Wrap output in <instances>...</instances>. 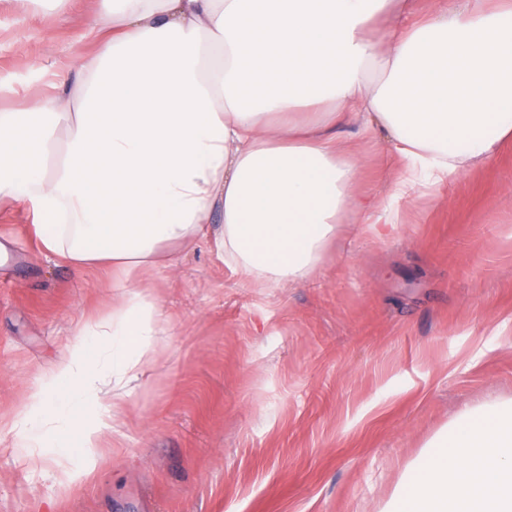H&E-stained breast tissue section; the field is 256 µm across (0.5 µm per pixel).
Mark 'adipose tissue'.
Here are the masks:
<instances>
[{
    "label": "adipose tissue",
    "mask_w": 512,
    "mask_h": 512,
    "mask_svg": "<svg viewBox=\"0 0 512 512\" xmlns=\"http://www.w3.org/2000/svg\"><path fill=\"white\" fill-rule=\"evenodd\" d=\"M85 54L51 90L0 110V208L33 218L117 299L77 328L12 422L19 448H96L163 333L144 273L208 240L248 282L311 278L339 225L377 238L358 196L360 122L401 163L404 198L512 143V9L489 0H95ZM384 512H512V400L464 410L408 467Z\"/></svg>",
    "instance_id": "1"
}]
</instances>
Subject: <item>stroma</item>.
<instances>
[{
	"label": "stroma",
	"instance_id": "obj_1",
	"mask_svg": "<svg viewBox=\"0 0 512 512\" xmlns=\"http://www.w3.org/2000/svg\"><path fill=\"white\" fill-rule=\"evenodd\" d=\"M92 0L22 23L0 10V80L46 91L32 51L85 52ZM380 240L345 224L311 279L256 288L207 241L149 279L165 334L101 447L18 448L10 422L117 292L102 268L42 250L0 210V512H382L400 476L465 409L512 399V144L434 195H393L394 161L358 125ZM72 475L59 490V469Z\"/></svg>",
	"mask_w": 512,
	"mask_h": 512
}]
</instances>
